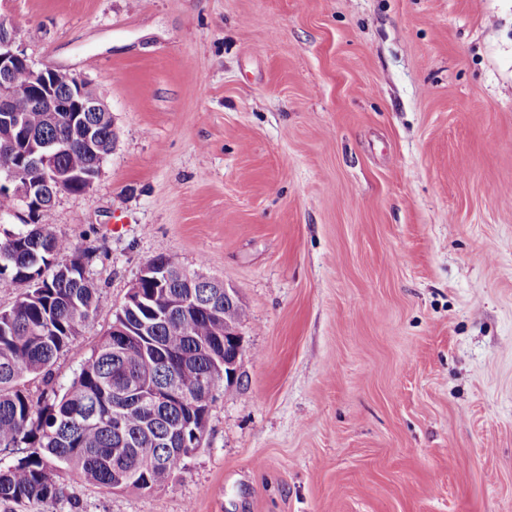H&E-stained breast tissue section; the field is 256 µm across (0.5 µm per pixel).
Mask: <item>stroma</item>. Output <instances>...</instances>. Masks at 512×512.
<instances>
[{"mask_svg": "<svg viewBox=\"0 0 512 512\" xmlns=\"http://www.w3.org/2000/svg\"><path fill=\"white\" fill-rule=\"evenodd\" d=\"M114 118L49 221L105 303L159 256L235 288L232 392L152 493L83 512H512V0H0Z\"/></svg>", "mask_w": 512, "mask_h": 512, "instance_id": "1", "label": "stroma"}]
</instances>
